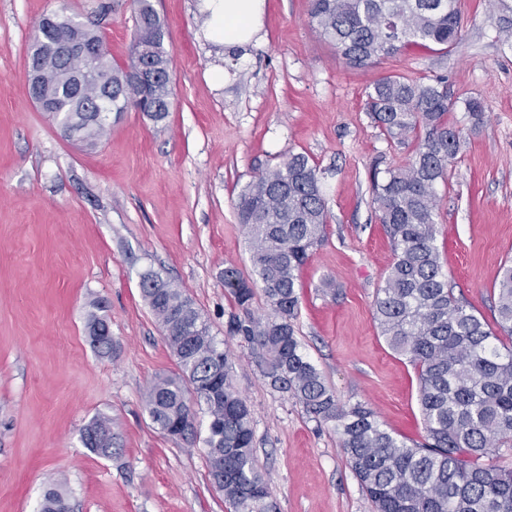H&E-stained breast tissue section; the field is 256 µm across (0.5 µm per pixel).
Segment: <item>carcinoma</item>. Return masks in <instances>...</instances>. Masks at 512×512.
Returning a JSON list of instances; mask_svg holds the SVG:
<instances>
[{
  "label": "carcinoma",
  "instance_id": "cac0c4a2",
  "mask_svg": "<svg viewBox=\"0 0 512 512\" xmlns=\"http://www.w3.org/2000/svg\"><path fill=\"white\" fill-rule=\"evenodd\" d=\"M133 38L128 63L112 65L99 24L56 15L72 42L94 49L93 57L64 63L51 33L36 24L28 64L49 98L47 112L95 146L107 121L93 108L107 95L112 111L131 109L154 122L168 117L172 97L166 30L151 0H133ZM309 17L321 37L354 68L374 65L409 45H454L461 36L455 0H309ZM448 79L426 82L388 74L367 93V112L399 145L414 139L412 158L370 174L373 205L394 253L374 302L373 315L388 346L407 356L419 381L422 441L411 444L390 433L362 403H341L309 360L295 334L298 273L322 245L328 210L317 167L304 153H291L258 174L237 197L240 224L248 234L252 275L224 268L239 313L227 332L264 358L270 385L291 393L320 422H336L352 472L375 512H512V462L488 460L495 448L512 447V264L497 288L496 328L454 294L442 272L435 244L437 185L460 152L461 130L448 124L456 106ZM473 126L484 109L464 100ZM144 301L162 328L178 372L158 376L144 408L169 437L192 445L197 411L208 417L207 460L211 480L231 512H279L266 474L258 468L253 417L231 381L229 351L221 349L192 298L162 274H140ZM268 313L254 316L255 288ZM104 306L94 304L86 331L98 354L113 353ZM84 447L112 458L121 453L112 417L100 414L82 430ZM41 512H72L57 485Z\"/></svg>",
  "mask_w": 512,
  "mask_h": 512
}]
</instances>
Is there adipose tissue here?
Returning a JSON list of instances; mask_svg holds the SVG:
<instances>
[{"label": "adipose tissue", "instance_id": "obj_1", "mask_svg": "<svg viewBox=\"0 0 512 512\" xmlns=\"http://www.w3.org/2000/svg\"><path fill=\"white\" fill-rule=\"evenodd\" d=\"M266 0H209L220 25L225 49L243 48L257 41L261 33Z\"/></svg>", "mask_w": 512, "mask_h": 512}]
</instances>
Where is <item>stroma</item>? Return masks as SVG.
Returning <instances> with one entry per match:
<instances>
[{
  "label": "stroma",
  "instance_id": "stroma-1",
  "mask_svg": "<svg viewBox=\"0 0 512 512\" xmlns=\"http://www.w3.org/2000/svg\"><path fill=\"white\" fill-rule=\"evenodd\" d=\"M165 23L174 95L156 124L111 115L95 147L62 136L30 100L27 52L43 15L99 21L112 62L127 63L129 5L112 0H0V512H38L64 484L73 512H229L211 482L204 442L166 436L143 408L156 376L176 361L139 287L164 270L226 342L232 383L254 419L258 467L280 512H373L349 468L335 423H320L273 390L251 348L228 337L237 308L226 266L251 274L234 203L262 169L303 152L329 211L325 242L299 277L297 336L337 398L370 407L397 438L420 439L417 372L393 352L373 303L394 255L370 190L373 164L404 165L412 146L390 144L366 112L389 73L448 78L456 97L479 98L482 124L449 112L464 147L438 185L436 245L443 271L486 321L512 261V0H457L462 37L450 52L410 47L381 64L346 65L311 26L308 0H267L261 40L226 55L204 0H152ZM332 283L333 292L323 289ZM104 299L112 356L91 346V301ZM111 416L122 454L84 448L80 433Z\"/></svg>",
  "mask_w": 512,
  "mask_h": 512
}]
</instances>
